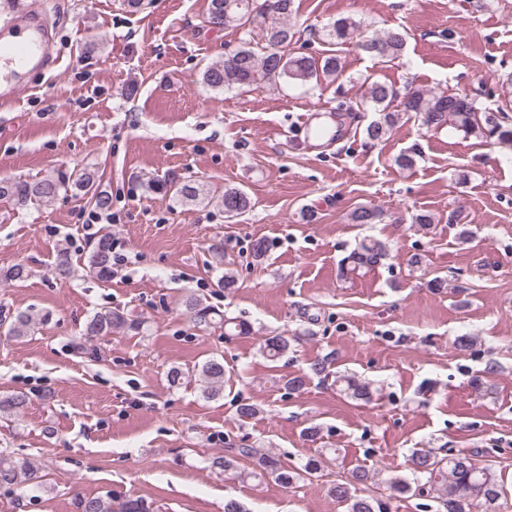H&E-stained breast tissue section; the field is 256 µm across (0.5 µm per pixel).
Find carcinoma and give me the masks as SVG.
Masks as SVG:
<instances>
[{
	"label": "carcinoma",
	"instance_id": "obj_1",
	"mask_svg": "<svg viewBox=\"0 0 512 512\" xmlns=\"http://www.w3.org/2000/svg\"><path fill=\"white\" fill-rule=\"evenodd\" d=\"M294 11V0H210L206 22L213 28L222 29L233 23L243 31L244 39L224 59L207 65L202 73L205 85L213 90H246L262 85L281 83H307L321 75L336 76L342 71L338 55L323 53L319 56L291 52L296 32L288 24ZM323 37L330 45L354 43L357 49L380 64L393 63L404 53L406 34L402 31H371L350 17H340L329 23L323 30ZM364 92L356 103H339L348 112H372L374 118L364 128L365 138L370 142L386 139L392 132L400 112H414L428 128L440 129L448 125L464 132L493 140L498 144L512 147V119L506 110L497 108L480 109L473 99L458 93H447L432 89H411L400 94L393 86L365 78ZM152 192L169 196L181 202L205 200L204 190L168 173L149 184ZM72 196L98 210L110 208L112 199L102 189L101 175L97 169L74 168L54 170L41 178L0 179V202L23 207L32 201L48 203L60 195ZM217 204L224 214L233 218L245 213L250 207L247 193L236 187H229L217 197ZM379 219L376 210L359 206L349 214L353 224H373ZM388 256L385 243L368 239L363 241L351 259L354 267H372ZM87 273L101 281H108L113 275L112 234L100 235L87 261ZM52 273L58 279L66 280L74 274L70 253L67 248L57 250ZM30 275L23 264L13 265L0 272V280L21 282ZM185 310L199 326L219 324L222 327L234 325L238 333L245 334L248 328L241 323H232L224 318L197 296H190L184 302ZM49 320V314L29 308L0 320L7 336L23 339L40 325ZM143 322L138 318L111 309L95 313L85 325L84 335L105 336L114 332H139ZM289 347L288 337L270 336L264 339L263 353L276 360ZM202 396L216 399L224 393V361L210 358L197 369ZM336 382L342 391L354 399L368 402L372 399L369 383L351 375L340 374ZM29 396L15 392L0 397V414L19 415L27 406ZM413 479L395 476L388 481L389 494L382 499L374 495L359 496L352 487L364 482L368 475L365 470L355 468L350 478L335 483L330 492L337 502L345 505V512H389V501L406 499L428 489L437 495L441 512H500L499 499L502 486L489 466H478L467 456H441L430 449H420L411 455ZM321 460L310 458L302 469H296L282 462L271 453L259 454L255 448H235L232 453L209 459L210 470L217 475L234 473L241 479L269 478L282 487L295 483L304 476L313 477L321 470ZM34 486L49 490L45 475L30 459L0 450V487ZM77 512H156L154 504L140 499L116 501L110 494L82 497L76 504Z\"/></svg>",
	"mask_w": 512,
	"mask_h": 512
}]
</instances>
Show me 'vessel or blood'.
I'll return each mask as SVG.
<instances>
[{
	"label": "vessel or blood",
	"instance_id": "obj_1",
	"mask_svg": "<svg viewBox=\"0 0 512 512\" xmlns=\"http://www.w3.org/2000/svg\"><path fill=\"white\" fill-rule=\"evenodd\" d=\"M57 61L46 0H36L0 33V104L16 100L30 71L51 69Z\"/></svg>",
	"mask_w": 512,
	"mask_h": 512
}]
</instances>
